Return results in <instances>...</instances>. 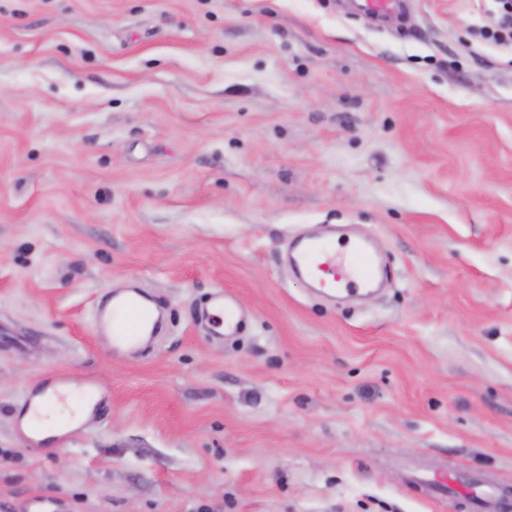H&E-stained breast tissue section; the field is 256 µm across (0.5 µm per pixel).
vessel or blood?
<instances>
[{
  "instance_id": "1",
  "label": "vessel or blood",
  "mask_w": 512,
  "mask_h": 512,
  "mask_svg": "<svg viewBox=\"0 0 512 512\" xmlns=\"http://www.w3.org/2000/svg\"><path fill=\"white\" fill-rule=\"evenodd\" d=\"M356 12L372 20L401 13L405 0H351ZM292 261L299 273L314 276L322 272L318 284L339 292L358 294L376 280L381 272L376 252L368 242H360L349 251H337L321 238H308L294 248ZM96 328L107 329L111 342L132 343L146 336L154 324L153 310L135 297L116 299L109 309H96L93 315ZM425 484L441 495L473 496L485 512H512V501L494 490L474 483H463L452 472L428 475Z\"/></svg>"
}]
</instances>
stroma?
I'll use <instances>...</instances> for the list:
<instances>
[{
  "instance_id": "obj_1",
  "label": "stroma",
  "mask_w": 512,
  "mask_h": 512,
  "mask_svg": "<svg viewBox=\"0 0 512 512\" xmlns=\"http://www.w3.org/2000/svg\"><path fill=\"white\" fill-rule=\"evenodd\" d=\"M499 0H0V512H481L512 489V51ZM370 241L351 306L289 242ZM235 294L240 331L197 314ZM167 316L144 352L102 296ZM93 382L62 440L28 391ZM355 11L371 20H379L392 14H400L406 0H349ZM93 320L97 330L106 328L110 332L109 338L113 345L117 342L138 341L143 336L151 335L154 328L153 310L136 297L118 298L107 310L97 308ZM115 347L120 350L129 349L122 344H116ZM421 481L433 488L437 494H447L448 498L462 493L473 496L481 508L489 510L488 512H510L512 510V502L507 498L481 485L464 484L453 472L424 476Z\"/></svg>"
}]
</instances>
